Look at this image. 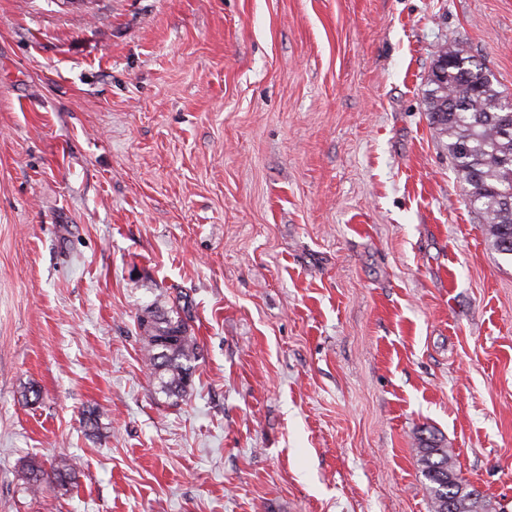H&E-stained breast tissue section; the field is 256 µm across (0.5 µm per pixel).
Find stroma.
<instances>
[{"label":"stroma","instance_id":"stroma-1","mask_svg":"<svg viewBox=\"0 0 512 512\" xmlns=\"http://www.w3.org/2000/svg\"><path fill=\"white\" fill-rule=\"evenodd\" d=\"M457 42L512 93V0H0V512H432L431 434L512 503V259L424 105ZM139 326L147 335V358L159 371L164 388L185 392L191 381V362L197 354V344L193 336H188L185 322L179 316L159 319L147 312L139 318ZM77 464L71 462L69 459L63 458L54 466L50 475L46 473L49 483L55 484L57 487L64 488L67 485L74 483L76 479Z\"/></svg>","mask_w":512,"mask_h":512}]
</instances>
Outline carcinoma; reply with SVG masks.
Wrapping results in <instances>:
<instances>
[{"mask_svg":"<svg viewBox=\"0 0 512 512\" xmlns=\"http://www.w3.org/2000/svg\"><path fill=\"white\" fill-rule=\"evenodd\" d=\"M426 112L432 125L448 138L453 168L463 183L471 208L483 220L489 245L512 257V112L504 111L509 94L496 88L491 70L463 44L443 51L428 80ZM146 355L170 392H184L191 381L197 344L180 319L161 320L148 312L139 318ZM422 474L429 481L433 512H490L492 505L456 474L448 449L434 437L420 439ZM77 464L63 458L50 475L28 464V490L37 493L43 480L64 488L76 479Z\"/></svg>","mask_w":512,"mask_h":512,"instance_id":"1","label":"carcinoma"}]
</instances>
